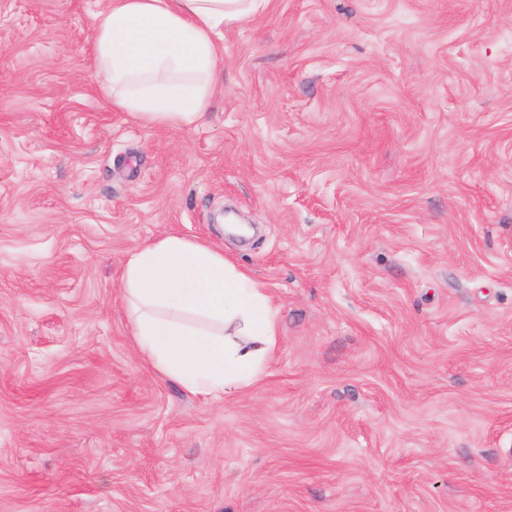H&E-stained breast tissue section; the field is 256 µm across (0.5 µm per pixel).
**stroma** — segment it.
<instances>
[{
	"instance_id": "35a3bbf8",
	"label": "stroma",
	"mask_w": 512,
	"mask_h": 512,
	"mask_svg": "<svg viewBox=\"0 0 512 512\" xmlns=\"http://www.w3.org/2000/svg\"><path fill=\"white\" fill-rule=\"evenodd\" d=\"M105 3L0 0V512H512V0H269L181 129L95 81ZM173 233L277 310L220 402L121 298Z\"/></svg>"
}]
</instances>
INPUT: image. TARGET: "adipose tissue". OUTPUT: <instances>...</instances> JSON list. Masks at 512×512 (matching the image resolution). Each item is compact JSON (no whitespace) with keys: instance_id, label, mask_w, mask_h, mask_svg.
<instances>
[{"instance_id":"obj_1","label":"adipose tissue","mask_w":512,"mask_h":512,"mask_svg":"<svg viewBox=\"0 0 512 512\" xmlns=\"http://www.w3.org/2000/svg\"><path fill=\"white\" fill-rule=\"evenodd\" d=\"M268 2L109 0L94 18L102 89L143 126H197L219 82L225 27ZM122 287L140 353L188 394L221 399L262 374L278 331L272 300L209 244L170 234L138 249Z\"/></svg>"}]
</instances>
